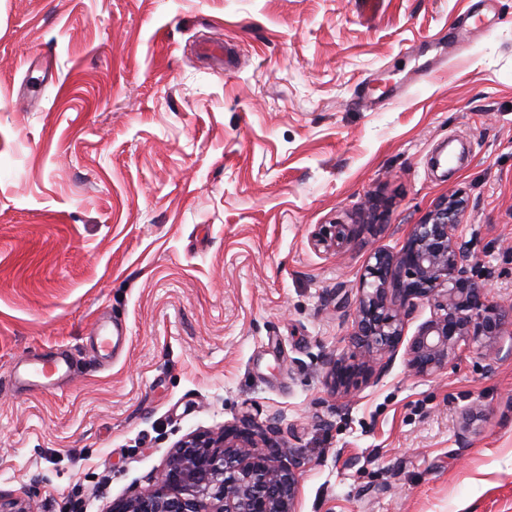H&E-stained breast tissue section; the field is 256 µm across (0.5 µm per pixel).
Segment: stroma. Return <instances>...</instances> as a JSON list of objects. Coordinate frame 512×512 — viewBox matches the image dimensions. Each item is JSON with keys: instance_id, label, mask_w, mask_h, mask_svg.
Instances as JSON below:
<instances>
[{"instance_id": "1", "label": "stroma", "mask_w": 512, "mask_h": 512, "mask_svg": "<svg viewBox=\"0 0 512 512\" xmlns=\"http://www.w3.org/2000/svg\"><path fill=\"white\" fill-rule=\"evenodd\" d=\"M453 190L512 306V0H0V492L110 512L249 412L303 459L298 512H512V351L328 374L372 250ZM337 221L351 242L314 248ZM60 348L69 379L13 385ZM351 224H320L311 234L312 245L339 252L355 234Z\"/></svg>"}]
</instances>
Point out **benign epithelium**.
Instances as JSON below:
<instances>
[{
	"label": "benign epithelium",
	"instance_id": "benign-epithelium-1",
	"mask_svg": "<svg viewBox=\"0 0 512 512\" xmlns=\"http://www.w3.org/2000/svg\"><path fill=\"white\" fill-rule=\"evenodd\" d=\"M465 208L463 195L453 191L412 228L399 251H373L353 311L354 341L364 361H331L334 390L348 393L359 380L385 370L419 302L431 304L433 313L406 344L416 374L431 375L473 347L489 361L499 359L502 336L512 335V308L489 300L488 285L458 241ZM354 234L351 224H319L311 242L338 252ZM299 468L280 428L244 413L216 433L181 440L153 487L116 499L110 512H296ZM0 512L37 507L0 494Z\"/></svg>",
	"mask_w": 512,
	"mask_h": 512
}]
</instances>
